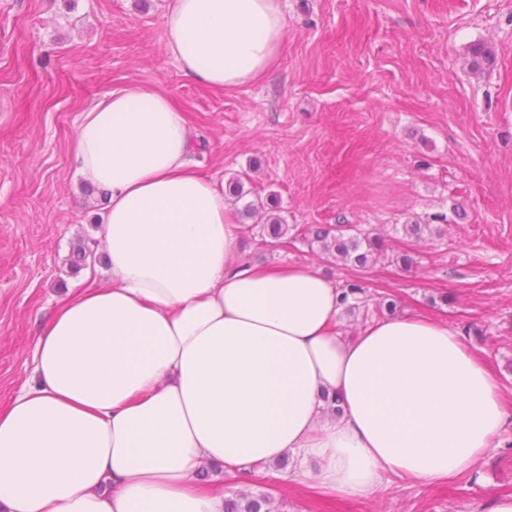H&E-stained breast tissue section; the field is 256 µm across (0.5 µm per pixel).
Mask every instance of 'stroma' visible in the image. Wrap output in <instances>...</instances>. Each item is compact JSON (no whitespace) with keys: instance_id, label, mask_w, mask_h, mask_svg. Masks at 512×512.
Here are the masks:
<instances>
[{"instance_id":"stroma-1","label":"stroma","mask_w":512,"mask_h":512,"mask_svg":"<svg viewBox=\"0 0 512 512\" xmlns=\"http://www.w3.org/2000/svg\"><path fill=\"white\" fill-rule=\"evenodd\" d=\"M161 2L0 0V400L32 377L40 323L82 273L73 250L101 248L108 195L69 154L81 114L140 85L184 112L200 172L246 171L253 193L277 196L288 245L245 239L246 264H312L460 330L512 412V0H283L276 63L224 92L166 54ZM477 43L494 57L482 73ZM415 220L431 233L405 237ZM336 224L380 236L385 254L364 269L323 262L303 235ZM403 250L412 267L391 262ZM244 487L272 512H489L512 495V422L474 472L444 481L392 477L349 496L224 480L225 496Z\"/></svg>"}]
</instances>
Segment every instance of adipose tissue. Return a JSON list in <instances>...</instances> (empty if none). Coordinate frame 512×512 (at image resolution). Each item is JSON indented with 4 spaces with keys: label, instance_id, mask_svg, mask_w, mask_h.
Returning a JSON list of instances; mask_svg holds the SVG:
<instances>
[{
    "label": "adipose tissue",
    "instance_id": "ef3b65f1",
    "mask_svg": "<svg viewBox=\"0 0 512 512\" xmlns=\"http://www.w3.org/2000/svg\"><path fill=\"white\" fill-rule=\"evenodd\" d=\"M164 20L167 53L216 90L260 80L285 35L281 0H165ZM190 151L158 90L83 113L70 153L109 196L112 279L58 301L33 383L0 403V512H224L225 477L287 457L290 483L345 495L472 471L512 414L463 336L412 316L342 335L320 269L241 263L224 190Z\"/></svg>",
    "mask_w": 512,
    "mask_h": 512
}]
</instances>
